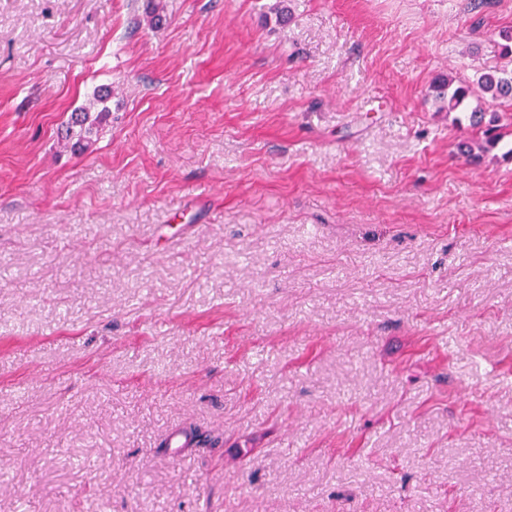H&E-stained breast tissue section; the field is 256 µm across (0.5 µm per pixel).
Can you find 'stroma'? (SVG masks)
<instances>
[{
  "label": "stroma",
  "instance_id": "35a3bbf8",
  "mask_svg": "<svg viewBox=\"0 0 512 512\" xmlns=\"http://www.w3.org/2000/svg\"><path fill=\"white\" fill-rule=\"evenodd\" d=\"M149 1L0 0V512H512V0ZM500 37L503 43H500L498 61L484 68L475 81L441 75L431 86L435 100L442 103L441 110L448 114H466L470 126L482 132L483 136L478 137L482 151L497 147L502 137L497 133L495 123L498 118L495 114H491L486 122L488 111L481 99L489 95L492 102L512 104V30L502 31ZM472 100L477 101L474 107L471 106ZM97 98V101L103 104V107L94 117L91 116L90 112H75L71 115L68 130L70 138H77L74 145L78 150H83L92 144L93 135L98 137L103 122H106L110 115L108 107L104 105L108 95L97 94ZM74 127H79L78 132L74 131Z\"/></svg>",
  "mask_w": 512,
  "mask_h": 512
}]
</instances>
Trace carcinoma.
<instances>
[{
    "instance_id": "obj_1",
    "label": "carcinoma",
    "mask_w": 512,
    "mask_h": 512,
    "mask_svg": "<svg viewBox=\"0 0 512 512\" xmlns=\"http://www.w3.org/2000/svg\"><path fill=\"white\" fill-rule=\"evenodd\" d=\"M498 61L480 73L476 80L465 78L439 76L432 83L431 91L435 100L441 103V109L448 113H462L467 116L470 126L482 132L480 137L482 150L499 145L501 135L497 133L496 115H487L482 99L490 97L492 101L501 104H512V30L501 33ZM98 102L103 104L96 115L89 112H76L71 115L68 125L70 137L75 139V147L79 150L92 144V137L99 135L103 122L109 115L108 107L104 106L108 96L97 95ZM477 101L471 106V101Z\"/></svg>"
}]
</instances>
